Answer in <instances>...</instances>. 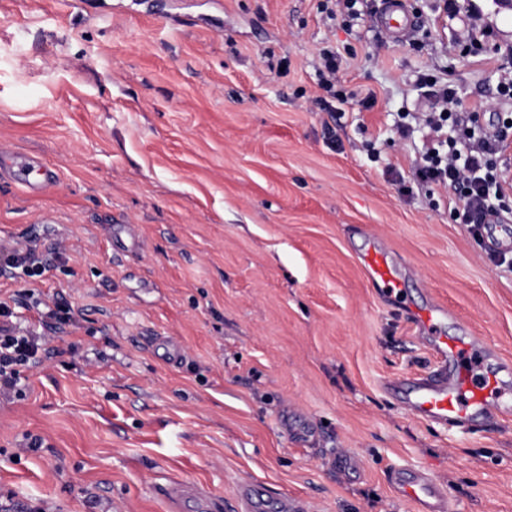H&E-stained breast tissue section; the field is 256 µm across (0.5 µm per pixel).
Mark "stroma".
Returning <instances> with one entry per match:
<instances>
[{"instance_id":"35a3bbf8","label":"stroma","mask_w":512,"mask_h":512,"mask_svg":"<svg viewBox=\"0 0 512 512\" xmlns=\"http://www.w3.org/2000/svg\"><path fill=\"white\" fill-rule=\"evenodd\" d=\"M409 2L418 26L397 38L382 0L354 20L319 0H0V148L57 174L44 196L0 175V244L46 264L0 276V301L42 335L33 298L71 309L0 399L8 512H234L245 480L308 512H413L397 467L428 471L457 512H512V408L462 434L383 388L438 363L406 303L447 307L441 334L512 364V250L492 258L451 190L415 183L425 134H398L429 104L419 74L451 76L459 109L494 101L512 13ZM485 27L483 56L462 52ZM328 45L338 113L317 103ZM370 236L394 292L360 262ZM285 412L314 444L288 439ZM340 451L357 473L331 468ZM177 483L199 497H170ZM320 68L318 70L320 87L332 98L336 97L343 102L344 96L336 91L335 79L336 71L339 69L341 55L336 52V48L325 47L319 52ZM282 427L290 434L294 442L298 444H307L317 434L315 425L309 420L298 422L288 421V414L281 420Z\"/></svg>"}]
</instances>
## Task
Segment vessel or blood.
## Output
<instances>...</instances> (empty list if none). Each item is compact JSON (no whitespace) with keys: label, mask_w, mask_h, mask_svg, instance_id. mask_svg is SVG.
<instances>
[{"label":"vessel or blood","mask_w":512,"mask_h":512,"mask_svg":"<svg viewBox=\"0 0 512 512\" xmlns=\"http://www.w3.org/2000/svg\"><path fill=\"white\" fill-rule=\"evenodd\" d=\"M415 23L407 0H386L383 25L392 34L406 32ZM12 167L15 181L34 192L48 191L56 181L52 170H45L40 180L29 178L30 162L18 154L0 152V166ZM362 263L371 281L388 288L399 285L400 271L388 253L373 246L362 256ZM441 363L419 375L412 386L403 381L388 383L389 391H404L405 404L412 413L426 420L472 430L490 425L496 417L500 380L497 374L484 371V351L476 338L430 339ZM393 488L411 503L415 512H453L446 488L428 472L399 468L390 474ZM266 493L252 482H241L236 492L237 512H265Z\"/></svg>","instance_id":"b4317fda"}]
</instances>
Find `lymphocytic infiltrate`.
<instances>
[{"instance_id": "obj_1", "label": "lymphocytic infiltrate", "mask_w": 512, "mask_h": 512, "mask_svg": "<svg viewBox=\"0 0 512 512\" xmlns=\"http://www.w3.org/2000/svg\"><path fill=\"white\" fill-rule=\"evenodd\" d=\"M418 84L433 89L441 107L421 115L430 145L416 171L417 182L451 189L462 205L465 223L479 224L489 215L511 214L503 188L507 177L497 161L512 137V119L498 118L491 131L476 136L478 114L454 110L455 89L449 80L424 75ZM11 316L8 304L0 301L1 398L20 394V368L34 361L45 344L43 336L8 325Z\"/></svg>"}]
</instances>
